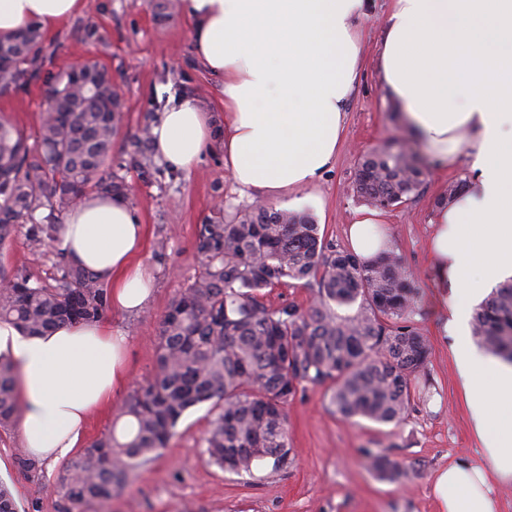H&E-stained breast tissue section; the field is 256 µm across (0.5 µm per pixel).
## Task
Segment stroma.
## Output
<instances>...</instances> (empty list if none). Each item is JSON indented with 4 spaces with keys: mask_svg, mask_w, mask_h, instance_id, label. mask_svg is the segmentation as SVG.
<instances>
[{
    "mask_svg": "<svg viewBox=\"0 0 512 512\" xmlns=\"http://www.w3.org/2000/svg\"><path fill=\"white\" fill-rule=\"evenodd\" d=\"M372 15L361 21L364 57L358 86L347 108V120L336 160L317 180L313 191L321 208L299 206L312 216L328 243L347 247V227L361 204L353 192L359 151L396 140L427 166L426 179L410 203L386 210V224L395 250L420 285L415 323L430 346L428 361L411 382V406L400 424L347 420L329 408L327 387H299L288 404L291 462L274 470L263 464L253 475H237L211 464L203 438L209 427L207 406L182 418L161 455L136 472L106 503L91 502L84 512H440L433 493L436 473L449 464L479 460L481 446L473 432L464 390L452 355L454 339L447 292L437 287L429 252L435 200L450 181L471 176L466 164L447 167L399 125L397 110L386 100L375 71V45L390 0H374ZM96 23L100 39L81 41L83 21ZM40 80L0 95V118L34 134L44 110V93L55 74L92 58L112 72L123 103V119L114 138L113 160L125 157V147L144 124L154 123L175 100L189 98L208 113L214 126L224 124L220 81L200 62L190 38V22L176 10L157 22L148 0H84L82 11L54 29L42 32ZM131 187L127 201L141 217L147 246L141 262L155 277L148 305L133 316L107 312L106 318L129 337L126 379L113 395L110 408L93 413L86 438L95 440L110 430L125 401L151 376L161 319L172 299L190 284L199 264L196 229L223 207L225 223L264 203L261 193L242 196L224 169V150L215 147L195 169H173L151 157L147 170L128 167ZM169 237L165 262H157L152 247ZM53 247L32 245L17 234L0 249V270L26 266L31 275L48 279ZM21 443L16 429L0 430V479L10 484L23 512H62L57 487L65 460H37L19 470L15 454ZM373 449L408 466V478L392 482L377 476L363 454Z\"/></svg>",
    "mask_w": 512,
    "mask_h": 512,
    "instance_id": "obj_1",
    "label": "stroma"
}]
</instances>
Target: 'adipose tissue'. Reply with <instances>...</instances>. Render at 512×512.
<instances>
[{"instance_id": "ef3b65f1", "label": "adipose tissue", "mask_w": 512, "mask_h": 512, "mask_svg": "<svg viewBox=\"0 0 512 512\" xmlns=\"http://www.w3.org/2000/svg\"><path fill=\"white\" fill-rule=\"evenodd\" d=\"M83 0H0V35L60 25ZM190 37L224 93V167L240 192L278 200L311 194L336 159L363 52L360 22L371 0H183ZM385 97L429 149L467 158V191L438 206L430 252L449 289L457 336L453 357L474 431L478 463L441 470V512H498L493 482H512V366L479 354L468 336L483 287L512 277V0H392L378 46ZM157 157L191 171L211 143L189 99L152 127ZM379 211L350 224L352 251H391ZM69 260L111 286L115 311L147 301L151 279L137 258L145 226L125 199L89 197L60 231ZM126 334L107 322L25 337L0 323V355L18 367L19 437L29 453L60 460L80 447L91 412L111 404L125 380Z\"/></svg>"}]
</instances>
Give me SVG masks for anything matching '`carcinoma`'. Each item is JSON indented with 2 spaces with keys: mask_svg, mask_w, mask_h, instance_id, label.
Returning <instances> with one entry per match:
<instances>
[{
  "mask_svg": "<svg viewBox=\"0 0 512 512\" xmlns=\"http://www.w3.org/2000/svg\"><path fill=\"white\" fill-rule=\"evenodd\" d=\"M42 35L37 26L0 36V94L37 81ZM122 99L112 72L88 60L63 70L46 92L34 138L0 122V248L25 232L36 244L59 241L61 217L88 195L126 197L125 177L112 170ZM149 125L130 139L129 163L144 167ZM425 168L384 145L358 160L355 191L377 209L416 196ZM200 270L173 299L162 321L153 374L126 401L120 417L132 421L120 439L109 431L65 468L61 490L67 512L104 503L128 474L155 460L182 417L207 404L212 418L204 437L209 460L236 474L261 462L288 467V402L298 386H329V405L347 419L401 422L410 383L429 348L415 325L420 288L395 252L364 260L325 243L319 225L303 215L260 204L233 224L224 208L198 226ZM52 282L32 278L24 266L1 277L0 321L31 336L93 322L109 308L108 283L52 252ZM308 287L312 304L274 306L263 290ZM357 306L341 316L337 309ZM472 335L485 351L512 363V279L477 308ZM16 371L0 355V429L20 412ZM383 479L408 471L384 455L366 452ZM0 512H19L0 482Z\"/></svg>",
  "mask_w": 512,
  "mask_h": 512,
  "instance_id": "obj_1",
  "label": "carcinoma"
}]
</instances>
